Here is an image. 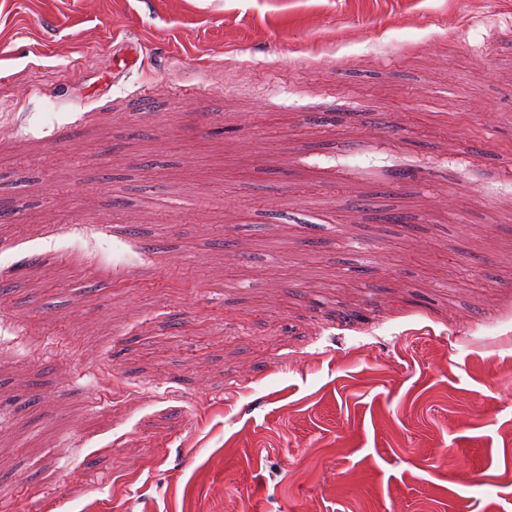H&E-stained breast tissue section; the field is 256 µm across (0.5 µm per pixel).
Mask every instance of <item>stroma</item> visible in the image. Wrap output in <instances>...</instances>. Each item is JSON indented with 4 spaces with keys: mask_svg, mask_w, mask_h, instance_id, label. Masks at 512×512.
Returning a JSON list of instances; mask_svg holds the SVG:
<instances>
[{
    "mask_svg": "<svg viewBox=\"0 0 512 512\" xmlns=\"http://www.w3.org/2000/svg\"><path fill=\"white\" fill-rule=\"evenodd\" d=\"M1 67L0 512H512V0H0Z\"/></svg>",
    "mask_w": 512,
    "mask_h": 512,
    "instance_id": "1",
    "label": "stroma"
}]
</instances>
